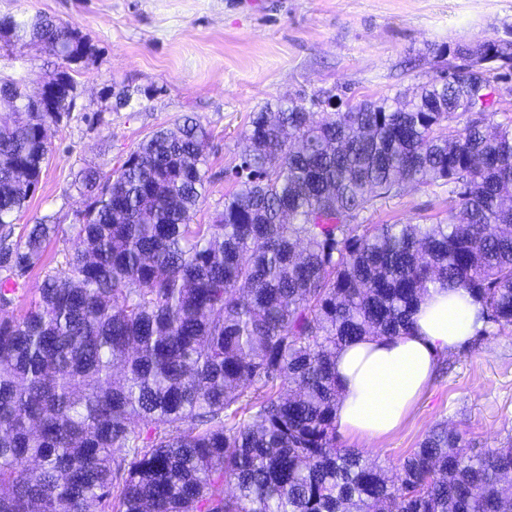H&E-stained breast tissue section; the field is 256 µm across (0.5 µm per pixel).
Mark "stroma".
<instances>
[{
  "label": "stroma",
  "instance_id": "obj_1",
  "mask_svg": "<svg viewBox=\"0 0 512 512\" xmlns=\"http://www.w3.org/2000/svg\"><path fill=\"white\" fill-rule=\"evenodd\" d=\"M34 14L68 25L93 57L74 66L71 118L50 128L40 182L14 222L18 236L42 221L60 232L2 316L18 315L73 248L71 226L88 203L82 170L111 173L157 130L197 118L210 133L209 180L194 221L208 224L238 187L252 113L301 98L318 120L329 102L344 108L446 74L428 45L483 42L512 30V0H0V17ZM58 66L42 46L0 37V73L23 79L29 92ZM447 208L445 189L407 184L375 199L358 221L413 224ZM442 421L464 429L473 448L512 441V333L491 324L486 335L441 355L400 427L357 448L395 473Z\"/></svg>",
  "mask_w": 512,
  "mask_h": 512
}]
</instances>
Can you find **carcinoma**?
<instances>
[{"label": "carcinoma", "mask_w": 512, "mask_h": 512, "mask_svg": "<svg viewBox=\"0 0 512 512\" xmlns=\"http://www.w3.org/2000/svg\"><path fill=\"white\" fill-rule=\"evenodd\" d=\"M62 61L65 93L34 106L0 78V305L42 262L57 224L26 208L47 130L92 57L68 26L0 18ZM512 70V40L485 46ZM461 74L411 97L315 121L303 100L254 113L246 176L211 224L206 128L159 130L108 175L87 170L73 251L18 317H0V512H512V444L473 452L442 422L390 476L336 445V354L408 330L431 284L463 289L512 331V117L461 121ZM402 183L448 187V217L359 224ZM121 373L116 381L114 371Z\"/></svg>", "instance_id": "1"}]
</instances>
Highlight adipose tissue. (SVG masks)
I'll return each mask as SVG.
<instances>
[{"instance_id":"ef3b65f1","label":"adipose tissue","mask_w":512,"mask_h":512,"mask_svg":"<svg viewBox=\"0 0 512 512\" xmlns=\"http://www.w3.org/2000/svg\"><path fill=\"white\" fill-rule=\"evenodd\" d=\"M469 293L429 286L398 336H365L336 356L340 398L334 421L346 437L370 441L395 431L431 382L440 352L470 341L484 322Z\"/></svg>"}]
</instances>
